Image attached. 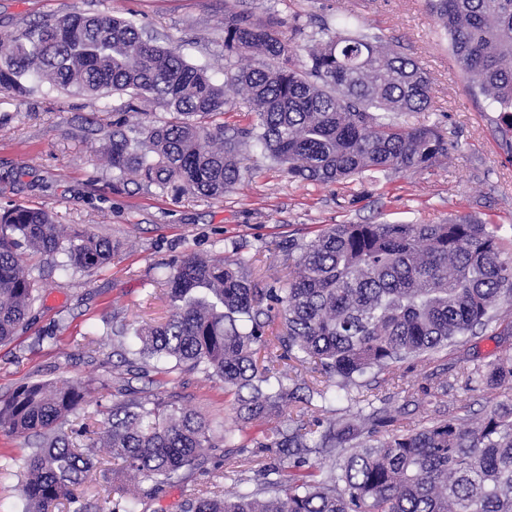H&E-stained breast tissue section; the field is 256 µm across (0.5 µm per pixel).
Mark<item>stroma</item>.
I'll return each mask as SVG.
<instances>
[{"instance_id": "1", "label": "stroma", "mask_w": 512, "mask_h": 512, "mask_svg": "<svg viewBox=\"0 0 512 512\" xmlns=\"http://www.w3.org/2000/svg\"><path fill=\"white\" fill-rule=\"evenodd\" d=\"M242 7L287 26L300 21L310 31L334 24L348 11L359 12L375 32L401 43L431 79L430 107L393 113V120L407 128L441 124L453 144L449 156L425 171L391 174L376 183L363 175L326 185L290 180L250 148L243 159L252 169L249 179L218 198L176 196L132 184L119 188L100 153L111 129L112 99L93 103L31 80L25 95L0 100V209L45 207L58 223L109 239L115 252L92 274L61 269L55 255L22 252L39 298L26 324L0 344V397L22 385L63 377L84 387L85 413L106 411L129 387L175 396L221 423L229 414L224 392L203 375L137 365L122 380L114 348L87 345L94 329L165 322L171 308L162 278L181 254L256 256L250 276L264 288L286 279L289 242H308L332 224L428 223L460 212L501 225L503 236L512 240V156L500 149L496 113L469 92L425 0H243ZM68 13L133 19L159 45L183 46L191 62L207 64L216 80L224 78V0H0V37ZM492 353L512 355V337L488 332L465 337L454 348L379 375L376 389H359L358 396L386 400L414 425L433 409L425 400L408 398L406 390L431 377L448 385V415L476 421L512 399V388L472 390L459 377L462 368L485 364ZM27 453L25 438L0 433V512H22L19 487ZM212 482L226 493L236 490L211 459L187 472L181 484L166 488L149 512H180L190 489Z\"/></svg>"}]
</instances>
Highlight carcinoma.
<instances>
[{"label":"carcinoma","mask_w":512,"mask_h":512,"mask_svg":"<svg viewBox=\"0 0 512 512\" xmlns=\"http://www.w3.org/2000/svg\"><path fill=\"white\" fill-rule=\"evenodd\" d=\"M468 87L500 112L501 148L512 156V0H426ZM309 42L307 58L295 41ZM248 64L217 82L209 67L190 63L176 47L143 36L128 18L66 14L0 40V98L28 91L38 76L51 89L119 104L103 156L117 183L162 193L219 197L248 175L246 147L285 166L295 181L322 184L371 175L418 172L448 155L438 126L406 129L395 112L425 110L431 80L419 64L365 27L356 13L336 18V30L308 34L282 29L224 4V59ZM244 96L254 122L226 128L212 117L233 106L226 87ZM169 112L163 123L145 104ZM140 119L129 122V115ZM59 253L64 268L92 273L114 246L92 233L64 232L51 212L24 205L0 211V343L15 336L32 310L35 282L19 250ZM288 280L258 288L245 270L251 260L186 253L166 277L172 308L158 325L105 332L101 347L130 334L141 360L170 363V373L200 372L224 384L236 417L252 427L224 430L173 397H129L112 403L97 438L66 427L83 409L77 382L32 383L0 398V432L35 439L24 459L23 512H48L59 501L72 512L88 504L74 493L107 448L125 483L111 512L149 507L167 486L183 482L220 456L242 490L229 498L194 488L180 512H512V409L490 410L472 423L432 418L413 428L387 405L356 415L330 408L351 396L371 372L418 360L461 336L491 328L512 336V257L501 225L457 214L438 224H333L288 249ZM281 361L310 365L334 384L318 388ZM467 387L512 383V357L488 371L464 373ZM441 407L447 387H419ZM288 405L296 416L283 417ZM274 452L246 454L248 443Z\"/></svg>","instance_id":"carcinoma-1"}]
</instances>
